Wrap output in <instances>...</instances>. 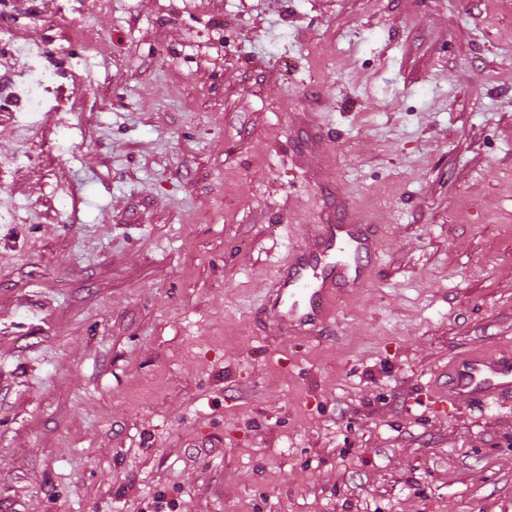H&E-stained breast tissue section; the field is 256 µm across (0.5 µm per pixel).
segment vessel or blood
Returning <instances> with one entry per match:
<instances>
[{"mask_svg":"<svg viewBox=\"0 0 512 512\" xmlns=\"http://www.w3.org/2000/svg\"><path fill=\"white\" fill-rule=\"evenodd\" d=\"M376 239L371 226L327 211L311 245L290 254L270 290L275 311L271 332L329 335V305L337 293L366 284L376 259ZM437 393L451 405L463 400L497 403L511 397L512 351L453 356Z\"/></svg>","mask_w":512,"mask_h":512,"instance_id":"1","label":"vessel or blood"}]
</instances>
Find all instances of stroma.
<instances>
[{
	"label": "stroma",
	"instance_id": "35a3bbf8",
	"mask_svg": "<svg viewBox=\"0 0 512 512\" xmlns=\"http://www.w3.org/2000/svg\"><path fill=\"white\" fill-rule=\"evenodd\" d=\"M335 198L368 283L265 333ZM506 349L512 0H0V512H512L435 402Z\"/></svg>",
	"mask_w": 512,
	"mask_h": 512
}]
</instances>
